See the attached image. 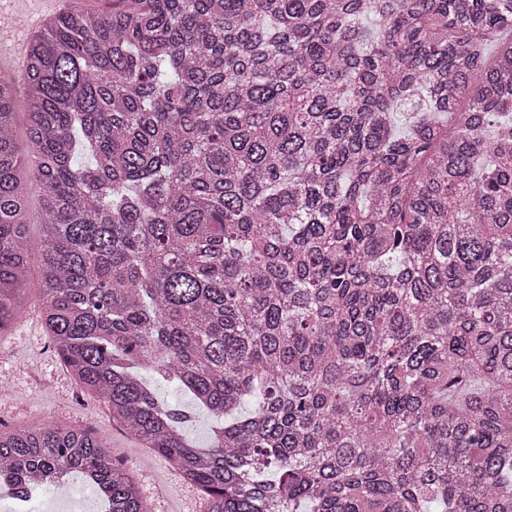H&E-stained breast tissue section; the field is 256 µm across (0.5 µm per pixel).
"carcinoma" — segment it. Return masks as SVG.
<instances>
[{"label": "carcinoma", "instance_id": "carcinoma-1", "mask_svg": "<svg viewBox=\"0 0 512 512\" xmlns=\"http://www.w3.org/2000/svg\"><path fill=\"white\" fill-rule=\"evenodd\" d=\"M25 80L0 333L35 254L59 355L209 512H512V0H112ZM74 472L149 512L93 431L0 430L14 499ZM155 385L156 392L160 398L170 403H178L186 410L193 413V420L188 427L189 435L195 440L205 441L210 433V417L196 409L187 396H184L176 385L166 382H158Z\"/></svg>", "mask_w": 512, "mask_h": 512}]
</instances>
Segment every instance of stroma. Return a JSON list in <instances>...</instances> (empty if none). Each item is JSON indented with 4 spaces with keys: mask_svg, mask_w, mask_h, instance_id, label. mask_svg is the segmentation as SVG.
Instances as JSON below:
<instances>
[{
    "mask_svg": "<svg viewBox=\"0 0 512 512\" xmlns=\"http://www.w3.org/2000/svg\"><path fill=\"white\" fill-rule=\"evenodd\" d=\"M112 0H0V14L14 26L5 30L0 67L16 77V94L25 98V50L46 19L70 7L99 10ZM24 312L0 334V429L53 421L74 429L90 428L124 460L150 512H207L205 495L186 482L166 459L146 448L112 420L103 401L84 393L57 355L40 313L37 270L29 272Z\"/></svg>",
    "mask_w": 512,
    "mask_h": 512,
    "instance_id": "35a3bbf8",
    "label": "stroma"
}]
</instances>
